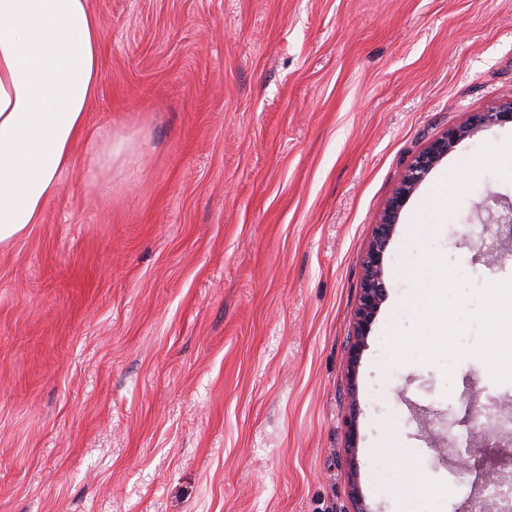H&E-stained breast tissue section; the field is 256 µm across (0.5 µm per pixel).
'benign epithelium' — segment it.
<instances>
[{"mask_svg": "<svg viewBox=\"0 0 512 512\" xmlns=\"http://www.w3.org/2000/svg\"><path fill=\"white\" fill-rule=\"evenodd\" d=\"M512 122V101L487 112H477L462 125L449 129L419 153L409 165L400 187L385 211L373 225L372 238L363 262L360 294L353 313L355 342L350 351V365H356L375 315L385 299L384 254L393 235L400 212L420 183L455 147L456 143L480 128Z\"/></svg>", "mask_w": 512, "mask_h": 512, "instance_id": "7a95c632", "label": "benign epithelium"}]
</instances>
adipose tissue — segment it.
<instances>
[{
	"instance_id": "ef3b65f1",
	"label": "adipose tissue",
	"mask_w": 512,
	"mask_h": 512,
	"mask_svg": "<svg viewBox=\"0 0 512 512\" xmlns=\"http://www.w3.org/2000/svg\"><path fill=\"white\" fill-rule=\"evenodd\" d=\"M100 24L89 0H0V248L41 223L45 205L86 144L107 174L130 142L90 132L100 80Z\"/></svg>"
}]
</instances>
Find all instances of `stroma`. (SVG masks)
<instances>
[{"label": "stroma", "instance_id": "obj_1", "mask_svg": "<svg viewBox=\"0 0 512 512\" xmlns=\"http://www.w3.org/2000/svg\"><path fill=\"white\" fill-rule=\"evenodd\" d=\"M101 192L77 147L0 250V512H460L512 475V382L389 362L420 245L512 278V122L461 140L403 207L348 371L363 260L408 166L512 100V0H90ZM357 414L349 430V412ZM446 427L443 444L417 423ZM354 454H347V447Z\"/></svg>", "mask_w": 512, "mask_h": 512}]
</instances>
